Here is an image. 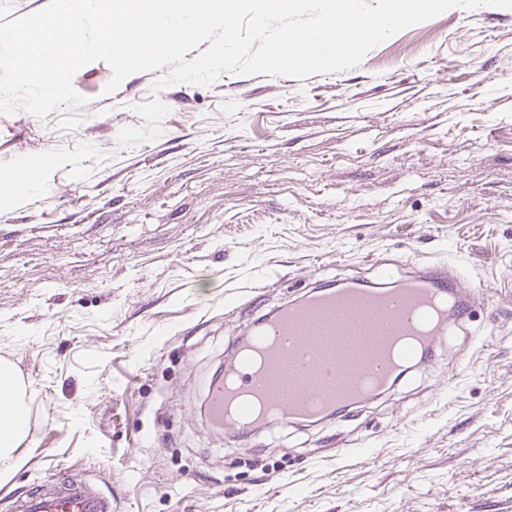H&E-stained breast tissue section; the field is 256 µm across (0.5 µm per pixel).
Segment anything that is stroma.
I'll list each match as a JSON object with an SVG mask.
<instances>
[{"instance_id": "stroma-1", "label": "stroma", "mask_w": 512, "mask_h": 512, "mask_svg": "<svg viewBox=\"0 0 512 512\" xmlns=\"http://www.w3.org/2000/svg\"><path fill=\"white\" fill-rule=\"evenodd\" d=\"M168 73L110 93L97 60L80 108L0 114V362L34 438L0 460V512L61 481L112 512H512V9L451 8L302 80L154 91ZM154 98L160 137L121 146ZM402 260L467 270V332L353 416L208 425L251 288L268 311Z\"/></svg>"}]
</instances>
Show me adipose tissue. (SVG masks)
<instances>
[{
    "mask_svg": "<svg viewBox=\"0 0 512 512\" xmlns=\"http://www.w3.org/2000/svg\"><path fill=\"white\" fill-rule=\"evenodd\" d=\"M0 392L8 394V404L0 405V458H10L16 448L30 441L27 408L23 401L25 390L18 384L11 364L0 363Z\"/></svg>",
    "mask_w": 512,
    "mask_h": 512,
    "instance_id": "obj_1",
    "label": "adipose tissue"
}]
</instances>
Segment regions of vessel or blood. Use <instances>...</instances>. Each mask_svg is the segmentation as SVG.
Instances as JSON below:
<instances>
[{"label":"vessel or blood","instance_id":"1","mask_svg":"<svg viewBox=\"0 0 512 512\" xmlns=\"http://www.w3.org/2000/svg\"><path fill=\"white\" fill-rule=\"evenodd\" d=\"M461 270L428 266L394 282L355 276L336 284H314L304 296L252 325L246 342L261 348L279 370L281 387L268 389L263 376L240 355L225 359L221 378L212 380L205 400L210 425L246 436L264 425L316 423L391 390L410 364L452 329H466L477 304ZM352 318L349 334L393 331L414 318L416 327L401 358L364 344L336 343V315ZM14 512H112V498L84 484L67 482L22 495Z\"/></svg>","mask_w":512,"mask_h":512}]
</instances>
